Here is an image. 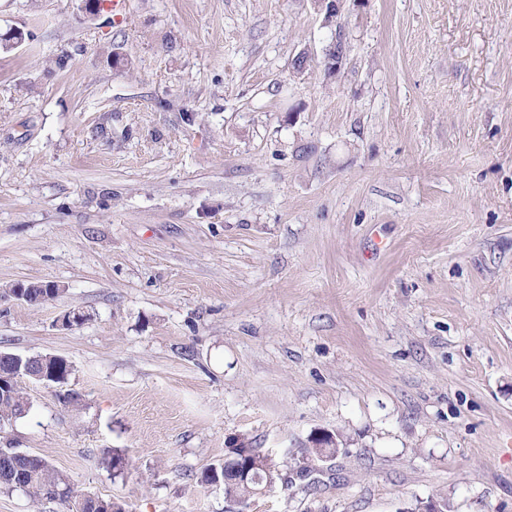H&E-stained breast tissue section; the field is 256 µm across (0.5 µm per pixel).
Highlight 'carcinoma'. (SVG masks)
I'll list each match as a JSON object with an SVG mask.
<instances>
[{
  "label": "carcinoma",
  "mask_w": 512,
  "mask_h": 512,
  "mask_svg": "<svg viewBox=\"0 0 512 512\" xmlns=\"http://www.w3.org/2000/svg\"><path fill=\"white\" fill-rule=\"evenodd\" d=\"M58 288H25L23 294L31 305H40L54 298ZM54 371L48 373L50 380H45L36 361L8 352H0V372L13 374V383L9 392L0 396V425L10 422L22 415L28 402L21 379L27 378L39 383L65 385L68 383L71 368L62 359L54 362ZM259 471L263 476L260 483H245L236 479V475L224 468V465H212L201 472L199 482L207 484L220 481L224 485L227 498L237 501L250 500L257 491L274 487L279 479L278 470L267 456L255 452ZM21 490L31 499L42 498L59 500L66 512H75L73 505L84 502L82 512H126L125 507L112 500L83 494L74 488L69 477L57 470L46 459L15 448H0V492L10 493Z\"/></svg>",
  "instance_id": "cac0c4a2"
}]
</instances>
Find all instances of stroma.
<instances>
[{"label":"stroma","instance_id":"obj_1","mask_svg":"<svg viewBox=\"0 0 512 512\" xmlns=\"http://www.w3.org/2000/svg\"><path fill=\"white\" fill-rule=\"evenodd\" d=\"M338 7L0 0V351L71 366L0 448L127 512H235L241 439L249 512H512V0ZM255 453L256 460L261 466L259 468L260 473L263 476V480L261 483H245L240 482L236 479H242L243 481H247L253 476V472L255 469L254 463L250 459V452L248 449H245L237 459H234L235 465V474L225 466L224 464H220L218 466L212 465L201 472L199 482L201 484L208 485H220L221 481L224 485V494L227 498L237 501H248L250 500L257 491H260L262 488H271L274 487L277 479H281L278 474V470H276L275 465L271 460L267 459V456L261 455V453L256 449L252 448Z\"/></svg>","mask_w":512,"mask_h":512}]
</instances>
